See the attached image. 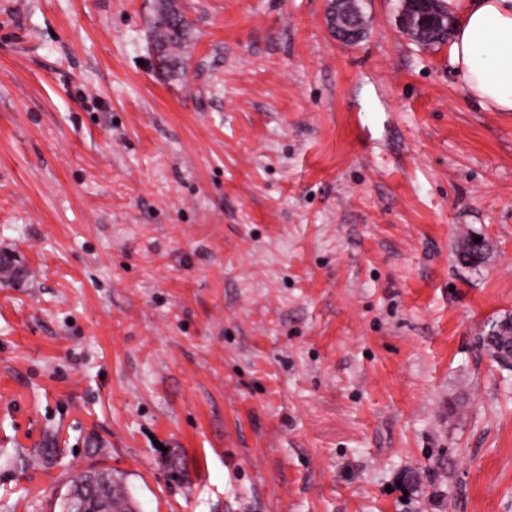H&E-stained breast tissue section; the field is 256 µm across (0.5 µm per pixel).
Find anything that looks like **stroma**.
<instances>
[{
    "label": "stroma",
    "instance_id": "35a3bbf8",
    "mask_svg": "<svg viewBox=\"0 0 512 512\" xmlns=\"http://www.w3.org/2000/svg\"><path fill=\"white\" fill-rule=\"evenodd\" d=\"M178 2L182 77L155 0H0V512H512V112L402 0ZM173 13L170 22L152 25L154 45L167 59L166 69L172 73L185 75L187 64L183 58L184 48L189 35L190 24L182 14L175 0H165ZM346 2L347 1L342 0H328L325 12V20L327 27L333 36L334 33L332 28H336V26L340 25V23L343 22V24L349 28L347 34L349 41L348 44H356L363 39L365 35V26H360V21L358 18L355 19L354 21H350L349 16L345 18L343 17L342 4ZM498 334L499 336H495ZM485 341L493 361L504 369H512V361L508 357H498L496 354L498 341L506 342L508 346L512 345V319L493 323L485 337ZM96 472L108 480L111 512H127L132 503L137 504L136 501L129 497L121 482L112 478V472L106 470H96ZM72 508V512H105L104 495L96 485L84 481L80 488V498L72 503Z\"/></svg>",
    "mask_w": 512,
    "mask_h": 512
}]
</instances>
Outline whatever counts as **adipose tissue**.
Here are the masks:
<instances>
[{"mask_svg":"<svg viewBox=\"0 0 512 512\" xmlns=\"http://www.w3.org/2000/svg\"><path fill=\"white\" fill-rule=\"evenodd\" d=\"M457 20L450 63L470 97L512 112V0H447Z\"/></svg>","mask_w":512,"mask_h":512,"instance_id":"adipose-tissue-1","label":"adipose tissue"}]
</instances>
